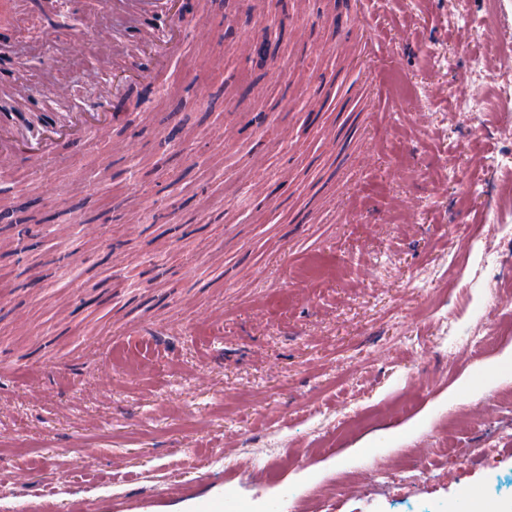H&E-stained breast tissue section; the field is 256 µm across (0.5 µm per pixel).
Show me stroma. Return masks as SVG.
<instances>
[{"mask_svg": "<svg viewBox=\"0 0 512 512\" xmlns=\"http://www.w3.org/2000/svg\"><path fill=\"white\" fill-rule=\"evenodd\" d=\"M316 5L276 67L226 86L212 56L243 55L202 0L152 80L164 99L139 89L126 124L63 145L47 175L0 169V189L50 184L62 200L77 185L90 214L146 210L169 111L187 138L175 223L56 225L24 257L51 287L15 288L16 235L0 230V512H210L230 496L247 512H449L474 498L512 512V173L490 163L512 149V97L498 94L512 85L499 44L512 0H365L341 23L336 0ZM20 14L66 51L83 32L39 0ZM321 73L351 109L354 85L381 91V123L352 147L364 204L336 213L322 205L339 173L323 130L341 119L307 127L282 99ZM217 91L237 112L278 103L285 141L254 149L249 127L215 141ZM188 222L200 232L182 236ZM227 454L236 470L215 466Z\"/></svg>", "mask_w": 512, "mask_h": 512, "instance_id": "obj_1", "label": "stroma"}]
</instances>
